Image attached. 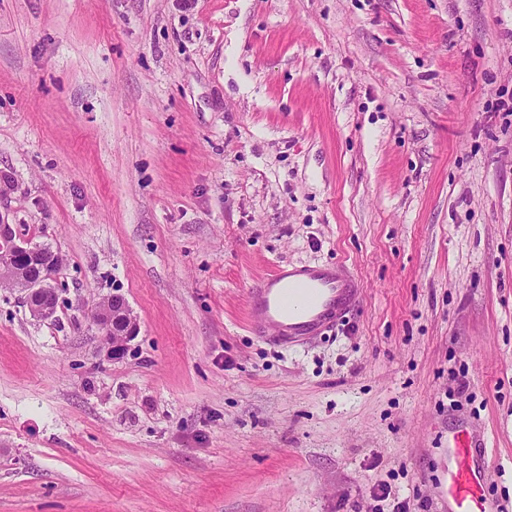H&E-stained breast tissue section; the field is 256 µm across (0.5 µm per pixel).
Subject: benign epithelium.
Wrapping results in <instances>:
<instances>
[{"label":"benign epithelium","mask_w":512,"mask_h":512,"mask_svg":"<svg viewBox=\"0 0 512 512\" xmlns=\"http://www.w3.org/2000/svg\"><path fill=\"white\" fill-rule=\"evenodd\" d=\"M62 263L60 253L36 246L20 225L9 224L0 216V285L14 283L15 270L40 269L37 276L28 275L19 283L29 313L37 320L52 319L57 313L58 294L53 276ZM94 318L105 335L108 357L122 358L139 332L126 298L119 293L110 295L99 303Z\"/></svg>","instance_id":"obj_1"}]
</instances>
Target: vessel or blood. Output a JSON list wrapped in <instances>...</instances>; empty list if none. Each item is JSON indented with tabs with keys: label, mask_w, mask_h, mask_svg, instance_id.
Returning a JSON list of instances; mask_svg holds the SVG:
<instances>
[{
	"label": "vessel or blood",
	"mask_w": 512,
	"mask_h": 512,
	"mask_svg": "<svg viewBox=\"0 0 512 512\" xmlns=\"http://www.w3.org/2000/svg\"><path fill=\"white\" fill-rule=\"evenodd\" d=\"M360 280L341 266L281 264L248 290V319L253 333L288 348L327 334L356 306ZM484 440L465 426L448 433L444 475L450 512H501L487 499L477 477L484 463Z\"/></svg>",
	"instance_id": "vessel-or-blood-1"
}]
</instances>
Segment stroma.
<instances>
[{"mask_svg": "<svg viewBox=\"0 0 512 512\" xmlns=\"http://www.w3.org/2000/svg\"><path fill=\"white\" fill-rule=\"evenodd\" d=\"M0 0V512H448V431L512 505V0ZM364 285L246 320L276 265ZM140 331L104 357L93 314ZM0 286L14 285L12 272L29 267L40 269L39 274L27 276L19 283L24 291V300L30 315L37 320L55 317L58 294L53 285V276L63 263V257L54 250L38 247L23 232L20 225L9 224L0 216ZM360 280L343 266L280 264L248 290L255 336L288 348L323 336L356 306ZM94 318L105 335L108 357L112 360L122 358L129 342L139 332V324L126 298L122 294L112 293L99 303Z\"/></svg>", "mask_w": 512, "mask_h": 512, "instance_id": "obj_1", "label": "stroma"}]
</instances>
